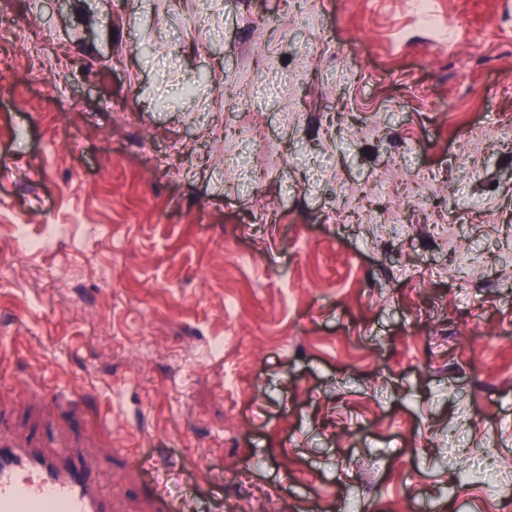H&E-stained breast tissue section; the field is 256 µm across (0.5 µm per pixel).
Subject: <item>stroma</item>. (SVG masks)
Listing matches in <instances>:
<instances>
[{
  "mask_svg": "<svg viewBox=\"0 0 512 512\" xmlns=\"http://www.w3.org/2000/svg\"><path fill=\"white\" fill-rule=\"evenodd\" d=\"M308 6L0 0V438L115 512H512V0ZM254 21L288 92L226 112ZM411 3L414 18L419 24L431 29L439 39L449 38L447 26L429 9L427 0H413Z\"/></svg>",
  "mask_w": 512,
  "mask_h": 512,
  "instance_id": "stroma-1",
  "label": "stroma"
}]
</instances>
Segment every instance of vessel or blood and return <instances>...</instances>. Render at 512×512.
Wrapping results in <instances>:
<instances>
[{"instance_id":"b4317fda","label":"vessel or blood","mask_w":512,"mask_h":512,"mask_svg":"<svg viewBox=\"0 0 512 512\" xmlns=\"http://www.w3.org/2000/svg\"><path fill=\"white\" fill-rule=\"evenodd\" d=\"M0 512H112L82 449L0 443Z\"/></svg>"}]
</instances>
